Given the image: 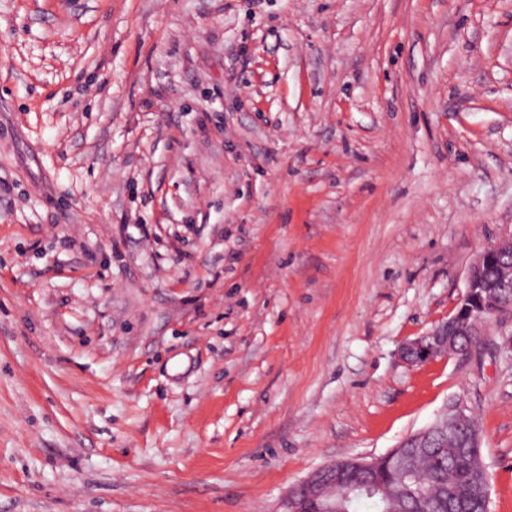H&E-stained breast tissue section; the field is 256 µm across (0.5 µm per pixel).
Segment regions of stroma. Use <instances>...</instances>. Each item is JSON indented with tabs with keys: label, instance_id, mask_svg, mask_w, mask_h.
Segmentation results:
<instances>
[{
	"label": "stroma",
	"instance_id": "1",
	"mask_svg": "<svg viewBox=\"0 0 512 512\" xmlns=\"http://www.w3.org/2000/svg\"><path fill=\"white\" fill-rule=\"evenodd\" d=\"M512 0H0V512H285L460 404L512 512ZM512 254V230L493 244L485 247L471 264L467 276L465 293L461 296L454 314L436 326L425 336L404 343L400 349L402 359L410 365L425 364L439 356L466 352L481 336V327L487 321L484 313L497 307L498 290L484 284L483 274L494 256ZM469 329L474 336L463 335L454 340L456 333ZM459 348V349H458Z\"/></svg>",
	"mask_w": 512,
	"mask_h": 512
}]
</instances>
